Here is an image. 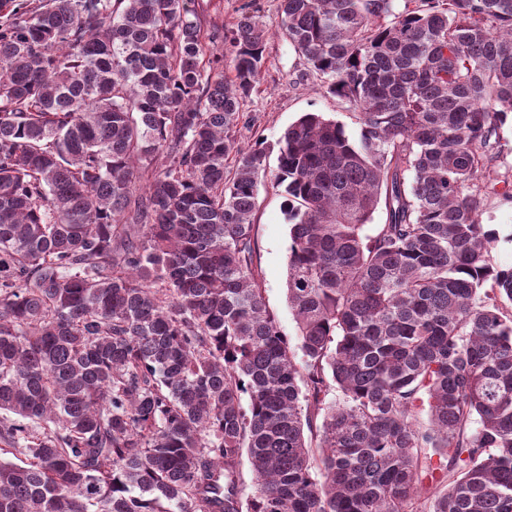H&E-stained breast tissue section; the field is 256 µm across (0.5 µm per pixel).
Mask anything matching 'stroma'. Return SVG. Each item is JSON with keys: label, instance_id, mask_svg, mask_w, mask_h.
<instances>
[{"label": "stroma", "instance_id": "stroma-1", "mask_svg": "<svg viewBox=\"0 0 512 512\" xmlns=\"http://www.w3.org/2000/svg\"><path fill=\"white\" fill-rule=\"evenodd\" d=\"M198 3L205 25L228 28L242 13L249 12L259 17L269 33L260 86L242 106L252 123L250 128L241 130L239 139L246 145L259 135L267 146L268 174L260 186L254 216V263L261 276L266 305L294 345L298 342L296 323L286 289L288 216L284 189L275 180L277 141L290 124L307 112H321L344 122L349 137L354 140L359 138L360 128L349 119V103L327 93L319 75L289 45L280 28L278 0H198ZM481 222L493 233L491 255L495 265L512 267V203L493 201L482 211Z\"/></svg>", "mask_w": 512, "mask_h": 512}]
</instances>
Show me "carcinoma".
<instances>
[{"label": "carcinoma", "mask_w": 512, "mask_h": 512, "mask_svg": "<svg viewBox=\"0 0 512 512\" xmlns=\"http://www.w3.org/2000/svg\"><path fill=\"white\" fill-rule=\"evenodd\" d=\"M193 2L0 0V512H512V0H280L361 128L278 141L301 365L238 140L268 31ZM481 223L493 233L491 255L501 268L512 267V203L495 200L484 208Z\"/></svg>", "instance_id": "1"}]
</instances>
